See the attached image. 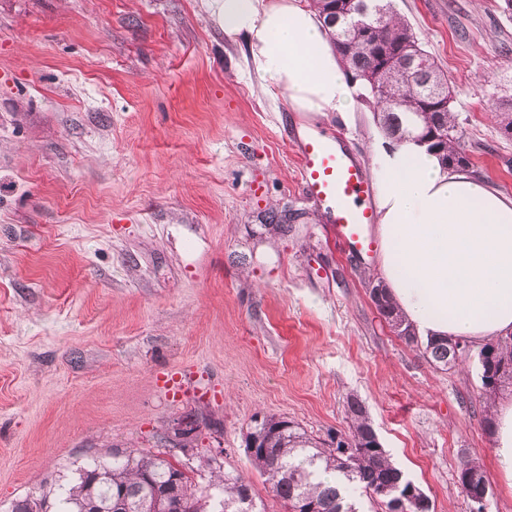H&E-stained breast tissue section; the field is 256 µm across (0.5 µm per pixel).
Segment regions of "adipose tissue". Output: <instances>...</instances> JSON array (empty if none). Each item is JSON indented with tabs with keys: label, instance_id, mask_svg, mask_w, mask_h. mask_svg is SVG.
<instances>
[{
	"label": "adipose tissue",
	"instance_id": "1",
	"mask_svg": "<svg viewBox=\"0 0 512 512\" xmlns=\"http://www.w3.org/2000/svg\"><path fill=\"white\" fill-rule=\"evenodd\" d=\"M226 34L246 33L256 70L293 111L347 112L352 89L329 34L296 0H219ZM380 273L413 328L473 346L512 334V200L424 148L375 154ZM494 456L512 487V400L491 408Z\"/></svg>",
	"mask_w": 512,
	"mask_h": 512
}]
</instances>
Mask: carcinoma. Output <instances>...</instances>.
I'll return each mask as SVG.
<instances>
[{
	"label": "carcinoma",
	"instance_id": "obj_1",
	"mask_svg": "<svg viewBox=\"0 0 512 512\" xmlns=\"http://www.w3.org/2000/svg\"><path fill=\"white\" fill-rule=\"evenodd\" d=\"M366 10V27L352 31L338 22L329 0H308L325 27L331 29L334 49L348 79L359 83L364 100L374 109L386 138L400 146L413 134L428 133L437 141L427 147L444 168L457 155L469 159L454 111L453 92L448 104L439 105L432 94L450 85L448 75L422 48L411 27L397 16L392 0H356ZM490 110L500 129H512V98L499 99ZM379 315L410 344L418 342L415 330L390 300L387 290L371 295ZM430 362L446 369L471 356L477 359L485 408L500 387L512 383V338L500 339L474 350L468 342L446 338L421 344ZM350 434L320 442L299 424L267 416L255 422L249 435L260 440L249 455L252 466L270 485L274 496L291 512H358L354 495L368 499L378 512H432L433 503L421 489L404 496L412 485L385 450L372 446L371 425L357 398L347 402ZM459 485L485 512L491 491L478 461L460 462ZM218 496L198 492L185 472L149 452L112 449V459L96 460L81 470L77 483L62 493L58 512H90V501L104 512H263L254 507L251 482L242 475L211 474Z\"/></svg>",
	"mask_w": 512,
	"mask_h": 512
}]
</instances>
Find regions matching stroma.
Here are the masks:
<instances>
[{
  "label": "stroma",
  "instance_id": "35a3bbf8",
  "mask_svg": "<svg viewBox=\"0 0 512 512\" xmlns=\"http://www.w3.org/2000/svg\"><path fill=\"white\" fill-rule=\"evenodd\" d=\"M447 73L469 176L512 200L503 0H395ZM215 0H0V512L55 500L92 459L160 455L208 491L249 479L254 417L316 438L363 404L382 448L435 512H472L460 460L484 465L487 512H512L483 422L476 359L445 370L369 297L379 256L341 251L296 182L289 132L344 129L362 163L388 139L362 103L310 119L228 36ZM194 419L192 449L168 436Z\"/></svg>",
  "mask_w": 512,
  "mask_h": 512
}]
</instances>
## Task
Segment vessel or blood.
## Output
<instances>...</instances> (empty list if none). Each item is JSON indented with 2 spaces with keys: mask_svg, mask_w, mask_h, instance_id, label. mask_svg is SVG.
Wrapping results in <instances>:
<instances>
[{
  "mask_svg": "<svg viewBox=\"0 0 512 512\" xmlns=\"http://www.w3.org/2000/svg\"><path fill=\"white\" fill-rule=\"evenodd\" d=\"M301 192L328 212L338 244L351 253L373 252L369 228L376 220L370 204L374 186L349 151L341 132H321L310 140L292 138Z\"/></svg>",
  "mask_w": 512,
  "mask_h": 512,
  "instance_id": "obj_1",
  "label": "vessel or blood"
}]
</instances>
